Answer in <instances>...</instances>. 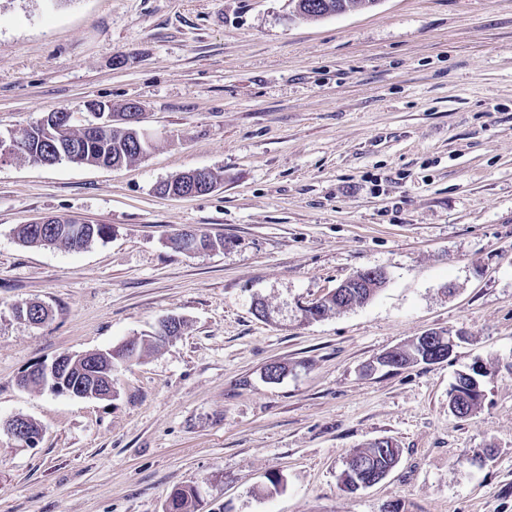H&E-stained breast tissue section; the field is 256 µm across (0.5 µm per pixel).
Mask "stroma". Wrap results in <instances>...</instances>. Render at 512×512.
Instances as JSON below:
<instances>
[{
  "instance_id": "obj_1",
  "label": "stroma",
  "mask_w": 512,
  "mask_h": 512,
  "mask_svg": "<svg viewBox=\"0 0 512 512\" xmlns=\"http://www.w3.org/2000/svg\"><path fill=\"white\" fill-rule=\"evenodd\" d=\"M95 102L139 106L142 158L0 162V422L42 430L32 448L0 431V512H165L192 483L199 512H512V0L315 21L291 0H0V133L59 109L81 126ZM203 168L211 192L157 194ZM56 215L112 233L18 240ZM181 229L224 247L175 251ZM369 268L373 299L305 320ZM26 302L50 318L17 319ZM171 315L181 334L116 367L110 398L19 384ZM432 329L459 336L447 360L369 370ZM478 364L485 399L457 419L448 392ZM379 439L397 466L343 491ZM56 219L60 220L61 218H40L34 221L33 224H23L18 228L17 236L24 244L61 246L70 250H79L87 247L96 240L106 239L112 231L111 228L105 224H92V230L81 237L84 232V228L82 227L84 224H74L73 232L77 238L75 239L71 231L73 224H69L67 221L64 223L49 222Z\"/></svg>"
}]
</instances>
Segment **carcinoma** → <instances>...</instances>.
<instances>
[{
	"label": "carcinoma",
	"mask_w": 512,
	"mask_h": 512,
	"mask_svg": "<svg viewBox=\"0 0 512 512\" xmlns=\"http://www.w3.org/2000/svg\"><path fill=\"white\" fill-rule=\"evenodd\" d=\"M372 0H292L296 16L302 19H318L327 15L341 14L349 11H361L369 8ZM69 142L81 146L79 160L86 165L101 167H120L139 159L147 149L143 136H135L130 126L124 123L112 125L107 132L93 136L86 129H70ZM67 154V144L50 143L46 139L26 134L16 152V156L30 161L52 160ZM111 233L105 224H95L92 230L77 239L71 231L69 222H49L47 224H23L17 230L19 240L29 245L61 246L70 250L87 247L96 240H104ZM376 288H349L347 293L340 294L327 301L322 307L321 315L334 311L360 306L372 299ZM184 327L179 321L171 328L161 329L155 336L134 338L108 352H94L84 360H77L71 368L68 384L83 383L85 371L96 366L106 371L115 364H133L143 354L157 346L165 336H177ZM417 351L408 345L397 352L387 353L388 359L397 368H404L415 362ZM459 406L456 418L463 419L474 412L480 405L478 398L469 393L468 377L460 374L448 393ZM400 448L390 440L373 442L367 446L355 448L349 455L346 467L362 468L370 474L379 475L398 462ZM200 502V492L196 485H186L171 492L167 500L166 512H194Z\"/></svg>",
	"instance_id": "cac0c4a2"
}]
</instances>
